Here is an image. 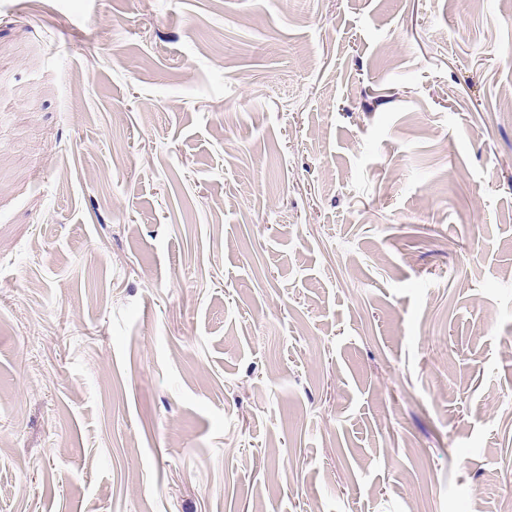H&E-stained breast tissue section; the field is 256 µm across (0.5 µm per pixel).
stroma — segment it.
Listing matches in <instances>:
<instances>
[{"label": "stroma", "mask_w": 512, "mask_h": 512, "mask_svg": "<svg viewBox=\"0 0 512 512\" xmlns=\"http://www.w3.org/2000/svg\"><path fill=\"white\" fill-rule=\"evenodd\" d=\"M512 0H0V512H504Z\"/></svg>", "instance_id": "35a3bbf8"}]
</instances>
